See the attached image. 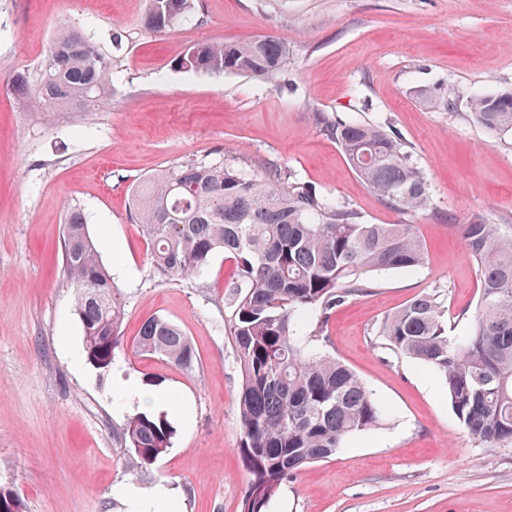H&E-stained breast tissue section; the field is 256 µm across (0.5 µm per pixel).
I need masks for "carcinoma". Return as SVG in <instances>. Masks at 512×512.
Returning a JSON list of instances; mask_svg holds the SVG:
<instances>
[{"label": "carcinoma", "instance_id": "carcinoma-1", "mask_svg": "<svg viewBox=\"0 0 512 512\" xmlns=\"http://www.w3.org/2000/svg\"><path fill=\"white\" fill-rule=\"evenodd\" d=\"M191 8L192 0H150L145 25L162 33ZM289 63L288 47L273 37L196 44L177 60L185 71L267 81L285 75ZM109 75L110 63L93 42L62 32L15 88L37 112H91L109 96ZM470 111L490 134L512 131V102L480 94L470 100ZM318 122L386 205L406 214L428 208L426 181L393 131L322 114ZM134 209L160 277L185 280L219 250L236 265L237 281L224 306L241 371L239 449L251 475L240 512H268L289 477L335 456L349 437L385 424L381 401L328 352L325 330L336 307L369 288L370 273L419 268L426 248L413 224H366L309 185L289 183L273 171L250 176L226 162L188 160L160 171L140 183ZM64 230V273L75 290L85 357L105 374L120 344L124 303L79 210L68 211ZM460 234L480 271L471 330L448 335L442 301L426 294L386 315L376 339L444 382L469 436L512 443V225L475 219L460 225ZM137 346L180 369L198 365L190 338L162 317L144 321ZM173 437L165 413L130 417L119 435L129 471H148L168 453ZM0 512H25L21 496L0 488Z\"/></svg>", "mask_w": 512, "mask_h": 512}]
</instances>
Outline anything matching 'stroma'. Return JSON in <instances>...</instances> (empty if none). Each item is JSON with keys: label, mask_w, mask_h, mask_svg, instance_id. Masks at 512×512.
<instances>
[{"label": "stroma", "mask_w": 512, "mask_h": 512, "mask_svg": "<svg viewBox=\"0 0 512 512\" xmlns=\"http://www.w3.org/2000/svg\"><path fill=\"white\" fill-rule=\"evenodd\" d=\"M148 7L0 0V488L16 490L25 512H126V484L146 495L172 487L158 512H240L250 475L238 452L239 367L224 330L234 265L219 252L191 279L157 277L132 206L142 179L194 159L251 175L278 169L365 223L416 225L428 251L417 270L372 273L326 329L331 354L389 411L387 426L288 479L270 512H512V444L472 439L438 377L375 339L386 314L424 293L441 295L454 335L472 324L480 277L458 227L476 217L512 225V133L487 134L468 102L512 91V0H193L162 34L144 26ZM69 30L107 55V105L26 111L15 80ZM262 36L287 44V83L176 66L195 44ZM320 112L387 125L424 174L429 208H389L321 131ZM74 208L125 302L104 375L85 359L63 272ZM153 316L191 339L195 370L137 349ZM128 378L187 406L169 417L168 454L142 477L113 437L136 413L114 390Z\"/></svg>", "instance_id": "1"}]
</instances>
